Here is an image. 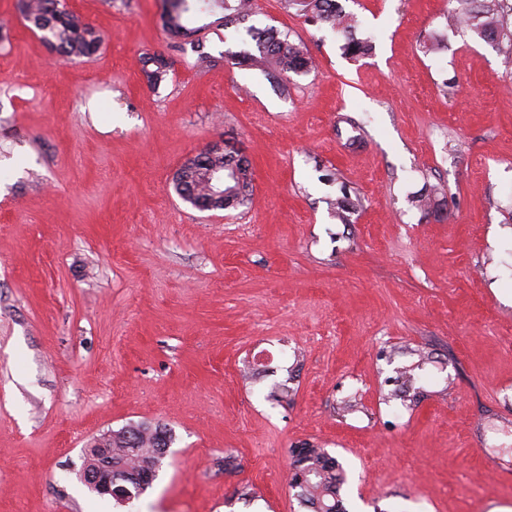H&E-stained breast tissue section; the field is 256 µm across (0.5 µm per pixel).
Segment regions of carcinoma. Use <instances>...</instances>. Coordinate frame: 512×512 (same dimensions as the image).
<instances>
[{
	"instance_id": "obj_1",
	"label": "carcinoma",
	"mask_w": 512,
	"mask_h": 512,
	"mask_svg": "<svg viewBox=\"0 0 512 512\" xmlns=\"http://www.w3.org/2000/svg\"><path fill=\"white\" fill-rule=\"evenodd\" d=\"M298 7L311 25H325L342 31V51L350 57L365 56L372 49L368 38L355 35V20L344 12L338 0H286ZM460 8L450 20L473 30L480 38L507 42L504 62L512 61V29L504 21L499 0H459ZM18 7L29 28L41 33V40L70 59H89L99 52L103 40L97 31L70 10L65 0H18ZM222 8L224 27H231L249 17L253 0H164L161 24L174 35L191 32L186 23L199 13ZM255 51L231 55L239 65L261 71L279 91L287 90L291 75L308 72L312 58L304 46L272 28L249 29ZM170 65L162 55L145 61L144 76L157 87L165 80ZM175 192L198 210L227 209L246 205L253 195L254 178L250 162L234 150L212 156L201 151L176 170L172 178ZM336 198V217L348 221L356 208L346 187ZM173 442L170 430L149 423L129 424L112 432V441L104 447L85 451L83 468H102L112 460V473L128 476L127 483L139 493L158 475L167 449ZM293 469L289 486L295 490L298 512H346L341 489L346 483L343 464L324 448L312 446L291 449Z\"/></svg>"
}]
</instances>
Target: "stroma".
Wrapping results in <instances>:
<instances>
[{"mask_svg": "<svg viewBox=\"0 0 512 512\" xmlns=\"http://www.w3.org/2000/svg\"><path fill=\"white\" fill-rule=\"evenodd\" d=\"M340 2L369 56L254 0L315 61L283 94L219 9L192 52L163 0H67L104 37L69 62L0 0V512H294L307 444L348 512L512 508V72L456 0ZM218 140L253 196L200 211L172 176ZM141 422L174 436L152 485L90 491L86 446ZM145 70L144 76L146 78L147 83L154 88L159 86L162 81L165 80L166 75L168 74L170 65L163 55H155L148 56L145 61Z\"/></svg>", "mask_w": 512, "mask_h": 512, "instance_id": "35a3bbf8", "label": "stroma"}]
</instances>
